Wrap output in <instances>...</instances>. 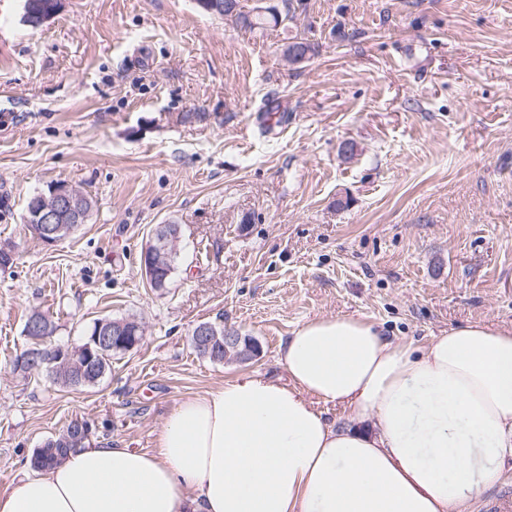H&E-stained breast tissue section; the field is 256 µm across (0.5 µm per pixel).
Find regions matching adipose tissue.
<instances>
[{"label": "adipose tissue", "instance_id": "ef3b65f1", "mask_svg": "<svg viewBox=\"0 0 512 512\" xmlns=\"http://www.w3.org/2000/svg\"><path fill=\"white\" fill-rule=\"evenodd\" d=\"M278 360L286 381H225L181 403L154 452L88 444L0 492V512H458L512 459V329L419 348L317 318Z\"/></svg>", "mask_w": 512, "mask_h": 512}]
</instances>
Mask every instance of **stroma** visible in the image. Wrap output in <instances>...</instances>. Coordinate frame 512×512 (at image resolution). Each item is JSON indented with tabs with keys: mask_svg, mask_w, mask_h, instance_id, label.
<instances>
[{
	"mask_svg": "<svg viewBox=\"0 0 512 512\" xmlns=\"http://www.w3.org/2000/svg\"><path fill=\"white\" fill-rule=\"evenodd\" d=\"M242 3L278 25L244 29L195 0H64L34 29L24 0H0V245L15 246L0 270V492L72 419L93 443L150 452L183 401L286 380L279 347L316 318L419 347L457 325L512 327V0ZM297 37L313 47L300 63ZM59 181L93 208L48 247L26 203ZM160 224L182 238L158 291L140 255ZM35 309L57 345L106 316H136L145 337L70 392L11 366ZM201 322L259 356L201 358Z\"/></svg>",
	"mask_w": 512,
	"mask_h": 512,
	"instance_id": "35a3bbf8",
	"label": "stroma"
}]
</instances>
